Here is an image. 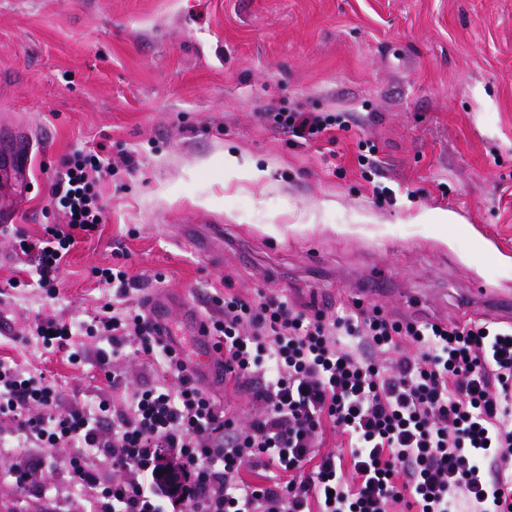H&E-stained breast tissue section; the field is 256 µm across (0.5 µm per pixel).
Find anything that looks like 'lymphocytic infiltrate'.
Returning <instances> with one entry per match:
<instances>
[{"mask_svg": "<svg viewBox=\"0 0 512 512\" xmlns=\"http://www.w3.org/2000/svg\"><path fill=\"white\" fill-rule=\"evenodd\" d=\"M264 121L310 141L335 114L282 110ZM113 169L92 152L67 156L52 184L59 223L42 238L16 234L39 288L60 294L61 264L78 240L99 233L96 187ZM112 299L90 320L45 318L44 348L75 336L106 341L99 363L122 404L55 413L58 389L42 374L0 362V422L23 442L71 449L69 475L94 512H512V326L394 320L353 300L344 315L295 308L283 295L216 299L208 331L237 383L263 377L259 413L227 415L197 384L185 356L163 348L172 385L128 390L113 367L127 348L152 356L160 340L126 300L136 284L122 267H99ZM111 431H104V418ZM345 435L349 456L323 450L326 431ZM111 467L101 484L97 464ZM173 468L183 490L158 482ZM265 471L264 482L244 479Z\"/></svg>", "mask_w": 512, "mask_h": 512, "instance_id": "f902f5d3", "label": "lymphocytic infiltrate"}]
</instances>
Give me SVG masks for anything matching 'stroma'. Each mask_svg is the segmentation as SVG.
Returning <instances> with one entry per match:
<instances>
[{
	"label": "stroma",
	"instance_id": "35a3bbf8",
	"mask_svg": "<svg viewBox=\"0 0 512 512\" xmlns=\"http://www.w3.org/2000/svg\"><path fill=\"white\" fill-rule=\"evenodd\" d=\"M279 108L345 126L302 144L263 120ZM0 126V161L26 169L0 175V204L31 239L59 221L64 157L135 159L100 183L107 222L73 248L58 299L14 287L32 260L0 236V361L55 380L61 412L111 396L103 343L72 338L74 364L33 330L108 301L98 266L138 279L128 305L163 291L171 317L189 304L206 321L226 293L339 312L371 270L393 277L380 304L397 315L492 321L463 297L512 293V0H0ZM69 455L0 428V503L90 512Z\"/></svg>",
	"mask_w": 512,
	"mask_h": 512
}]
</instances>
